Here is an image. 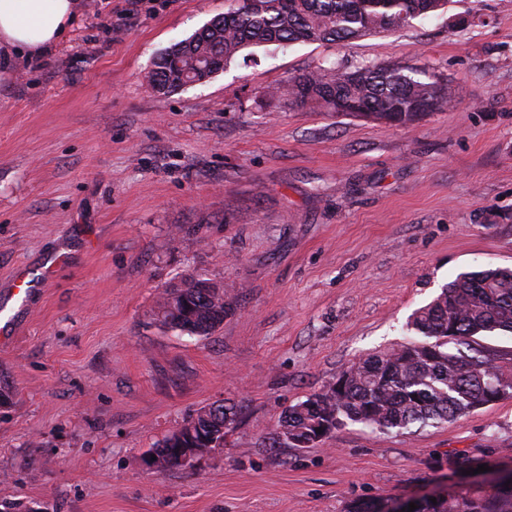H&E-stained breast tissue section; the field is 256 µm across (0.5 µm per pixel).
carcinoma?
<instances>
[{
	"mask_svg": "<svg viewBox=\"0 0 512 512\" xmlns=\"http://www.w3.org/2000/svg\"><path fill=\"white\" fill-rule=\"evenodd\" d=\"M447 0H226L224 13L190 37L171 44L153 62L148 81L160 95L211 78L241 51L261 44L350 42L400 29L445 9ZM272 93L336 115L409 124L428 112L451 109L455 97L436 73L368 63L295 74ZM207 278H192L164 290L159 324L191 336H207L224 322L221 293L201 299ZM414 339L349 367L339 388L313 394L288 407L270 437V447L292 439L318 446L346 421L400 432L456 420L512 396V362L473 346L481 333H512V269L486 268L460 274L409 323ZM192 445L224 446V418L201 408ZM417 512H512V486L473 498L427 501Z\"/></svg>",
	"mask_w": 512,
	"mask_h": 512,
	"instance_id": "1",
	"label": "carcinoma"
}]
</instances>
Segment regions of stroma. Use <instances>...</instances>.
Masks as SVG:
<instances>
[{"label":"stroma","mask_w":512,"mask_h":512,"mask_svg":"<svg viewBox=\"0 0 512 512\" xmlns=\"http://www.w3.org/2000/svg\"><path fill=\"white\" fill-rule=\"evenodd\" d=\"M55 51L0 57V506L25 512H350L463 487L458 456L512 463V397L456 421L338 427L274 448L290 406L367 355L459 273L512 267V0L338 43L255 46L223 72L151 92L155 55L225 0H79ZM447 79L453 109L400 126L271 88L361 62ZM68 258L28 309L18 272ZM223 284L208 336L155 325L164 289ZM219 399L239 414L189 469L154 444Z\"/></svg>","instance_id":"1"}]
</instances>
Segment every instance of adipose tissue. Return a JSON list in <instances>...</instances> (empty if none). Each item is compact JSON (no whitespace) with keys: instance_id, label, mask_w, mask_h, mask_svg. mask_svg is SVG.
I'll return each instance as SVG.
<instances>
[{"instance_id":"ef3b65f1","label":"adipose tissue","mask_w":512,"mask_h":512,"mask_svg":"<svg viewBox=\"0 0 512 512\" xmlns=\"http://www.w3.org/2000/svg\"><path fill=\"white\" fill-rule=\"evenodd\" d=\"M75 11L76 0H0V48L43 57L57 47Z\"/></svg>"}]
</instances>
